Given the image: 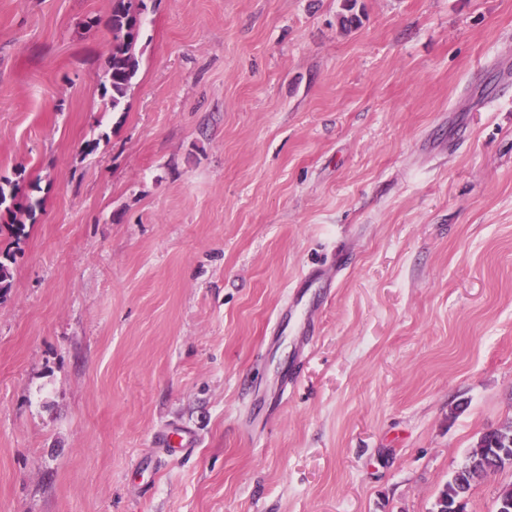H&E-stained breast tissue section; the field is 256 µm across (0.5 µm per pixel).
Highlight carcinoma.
Wrapping results in <instances>:
<instances>
[{
	"mask_svg": "<svg viewBox=\"0 0 512 512\" xmlns=\"http://www.w3.org/2000/svg\"><path fill=\"white\" fill-rule=\"evenodd\" d=\"M143 4L134 0H112L110 21L115 44L108 59L102 85L103 96L119 110L139 69L135 46L141 35V11ZM19 184L9 180L0 182V219L7 217L11 224L7 228L16 238L26 236V225L16 222ZM512 467V421L481 434L475 445L466 454L464 463L452 474L440 491L436 512H465L455 509L462 500L469 498L476 483L506 466Z\"/></svg>",
	"mask_w": 512,
	"mask_h": 512,
	"instance_id": "carcinoma-1",
	"label": "carcinoma"
}]
</instances>
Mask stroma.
<instances>
[{
    "label": "stroma",
    "instance_id": "stroma-1",
    "mask_svg": "<svg viewBox=\"0 0 512 512\" xmlns=\"http://www.w3.org/2000/svg\"><path fill=\"white\" fill-rule=\"evenodd\" d=\"M342 5L144 0L115 112L112 0H0V512H434L512 420V0ZM18 182L12 183L9 180L0 182V219L7 217L11 224L5 226L17 238L26 236V224L16 223L17 196L19 192Z\"/></svg>",
    "mask_w": 512,
    "mask_h": 512
}]
</instances>
